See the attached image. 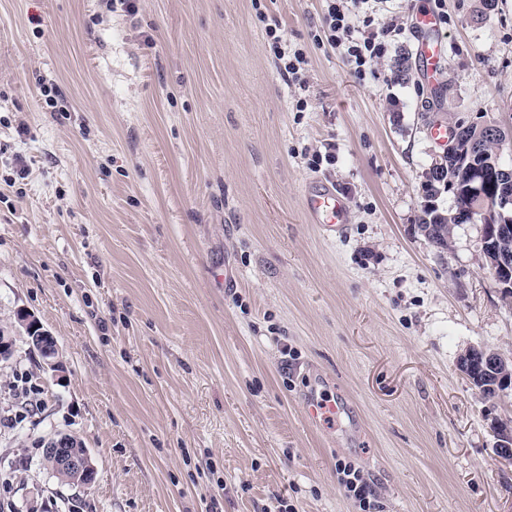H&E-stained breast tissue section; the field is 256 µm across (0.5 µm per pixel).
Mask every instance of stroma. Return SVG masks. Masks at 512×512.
Returning <instances> with one entry per match:
<instances>
[{
  "label": "stroma",
  "mask_w": 512,
  "mask_h": 512,
  "mask_svg": "<svg viewBox=\"0 0 512 512\" xmlns=\"http://www.w3.org/2000/svg\"><path fill=\"white\" fill-rule=\"evenodd\" d=\"M421 2L380 0L376 26L404 33L359 80L314 42L323 0H0V512H361L340 460L373 512H512L492 433L512 388L485 397L457 365L471 347L512 360V298L481 224L444 250L418 227L432 123L512 128V0L482 21L480 0L437 4L433 86ZM269 21L305 87L281 78ZM315 182L344 196L340 233L306 217ZM314 395L340 401L335 421L306 418ZM57 432L89 449L92 489L45 469ZM414 24L417 32V54L428 80L434 83L439 70L442 44L440 21L433 11L423 9L416 13ZM17 316L26 327L28 340L32 347L39 353L41 358V367L52 376L61 378L65 372L64 365L60 359L59 347L55 337L47 330L43 329L37 318L30 312L20 309ZM336 474L338 483L345 492L359 500L363 507H366L368 503L367 498L372 494V490L360 472L351 466L340 464L336 467Z\"/></svg>",
  "instance_id": "stroma-1"
}]
</instances>
